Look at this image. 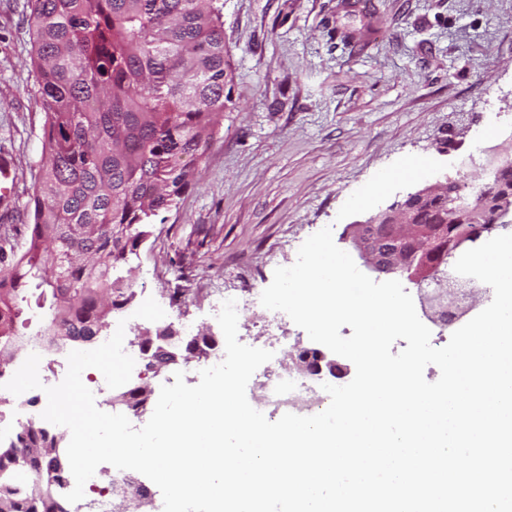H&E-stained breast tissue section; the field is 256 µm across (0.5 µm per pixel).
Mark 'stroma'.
Segmentation results:
<instances>
[{
    "label": "stroma",
    "instance_id": "1",
    "mask_svg": "<svg viewBox=\"0 0 512 512\" xmlns=\"http://www.w3.org/2000/svg\"><path fill=\"white\" fill-rule=\"evenodd\" d=\"M29 0H0V154L14 196L0 246L22 252L44 162ZM233 80L197 183L129 265L136 302L221 336L218 288L265 290L323 224L349 225L444 176L512 159V0H224Z\"/></svg>",
    "mask_w": 512,
    "mask_h": 512
}]
</instances>
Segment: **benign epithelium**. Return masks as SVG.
<instances>
[{"mask_svg": "<svg viewBox=\"0 0 512 512\" xmlns=\"http://www.w3.org/2000/svg\"><path fill=\"white\" fill-rule=\"evenodd\" d=\"M466 200L455 197L461 190L459 180L445 177L433 184L408 193L402 200L379 211L367 221L352 225L349 238L360 257L374 272L384 275L432 276L440 271V262L467 251L485 234L503 224L512 223V182L504 178L500 166L490 164L483 176L471 184ZM438 201L448 205V224H423L419 213ZM139 348L146 367L158 374L178 363L177 351L185 348L199 358L208 356L197 337L186 341L181 332L168 325L156 331L143 329L130 340ZM299 370L312 377L328 373L345 374L344 368L328 354L315 347L298 351ZM62 436L42 447L26 449L27 456L51 463L59 470L68 468L67 457L58 453ZM113 512H128V506L138 507L153 501L149 487L141 483L128 490L120 488L112 497Z\"/></svg>", "mask_w": 512, "mask_h": 512, "instance_id": "1", "label": "benign epithelium"}]
</instances>
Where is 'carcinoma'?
<instances>
[{
  "mask_svg": "<svg viewBox=\"0 0 512 512\" xmlns=\"http://www.w3.org/2000/svg\"><path fill=\"white\" fill-rule=\"evenodd\" d=\"M28 24L47 160L25 250L0 274V351L35 310L87 336L98 296L133 295L123 268L153 217L194 183L183 158L203 155L233 79L224 0H31ZM117 224L128 231L114 255ZM80 250L89 264L69 259ZM42 439L22 429L0 445V497L16 512H69L68 473L25 455Z\"/></svg>",
  "mask_w": 512,
  "mask_h": 512,
  "instance_id": "cac0c4a2",
  "label": "carcinoma"
}]
</instances>
